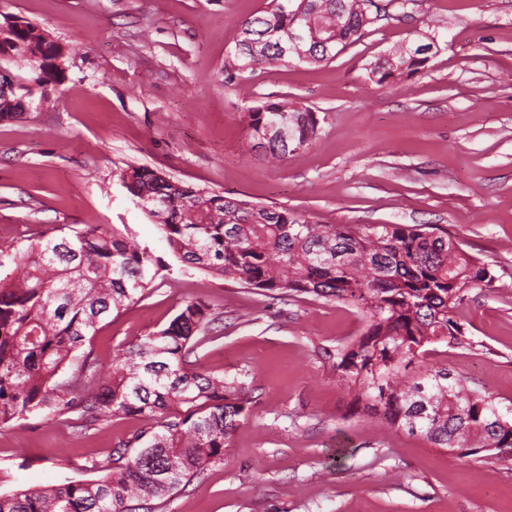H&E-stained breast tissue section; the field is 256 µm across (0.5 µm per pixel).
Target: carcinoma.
Listing matches in <instances>:
<instances>
[{"instance_id":"cac0c4a2","label":"carcinoma","mask_w":512,"mask_h":512,"mask_svg":"<svg viewBox=\"0 0 512 512\" xmlns=\"http://www.w3.org/2000/svg\"><path fill=\"white\" fill-rule=\"evenodd\" d=\"M380 8L374 0H271L241 22L229 73L320 65L356 43ZM7 47L33 61L41 87L58 76L46 60L62 48L28 22L10 26ZM438 48L407 42L367 67L379 85L419 69ZM247 145L281 161L311 145L320 118L306 102L269 100L242 115ZM119 180L151 217L178 260L261 295H306L357 309L366 328L325 352L356 403L393 428L463 456L512 450V409L477 393L446 367L427 366L437 347L470 345L458 308L475 288L493 287L483 259L439 227L321 224L268 206L129 166ZM161 257L127 224L59 229L24 247H0V427L49 410L79 412L89 431L114 418L141 427L90 481L0 495V512H151L149 502L182 489L224 459L251 390L239 376L202 371L189 360L209 340L214 317L185 302L168 326L136 339L104 375L79 351L98 324L156 288ZM72 369L65 378L59 375Z\"/></svg>"}]
</instances>
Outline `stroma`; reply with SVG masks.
Here are the masks:
<instances>
[{
    "instance_id": "obj_1",
    "label": "stroma",
    "mask_w": 512,
    "mask_h": 512,
    "mask_svg": "<svg viewBox=\"0 0 512 512\" xmlns=\"http://www.w3.org/2000/svg\"><path fill=\"white\" fill-rule=\"evenodd\" d=\"M268 2L0 0V26L21 18L64 52L57 83L0 120V241L127 224L165 261L161 287L92 338L104 372L185 301L211 307L198 364L244 374L251 401L223 461L154 500L156 512H512V457H463L355 409L325 353L363 333L356 309L273 300L178 261L118 180L144 165L325 224L447 229L496 282L458 311L471 347L429 361L512 403V0H394L328 64L225 81L241 21ZM420 33L441 46L424 68L370 80V62ZM285 97L314 107L319 138L276 165L241 153L244 110ZM139 426L127 417L81 435L30 413L0 428V494L95 479L92 460Z\"/></svg>"
}]
</instances>
